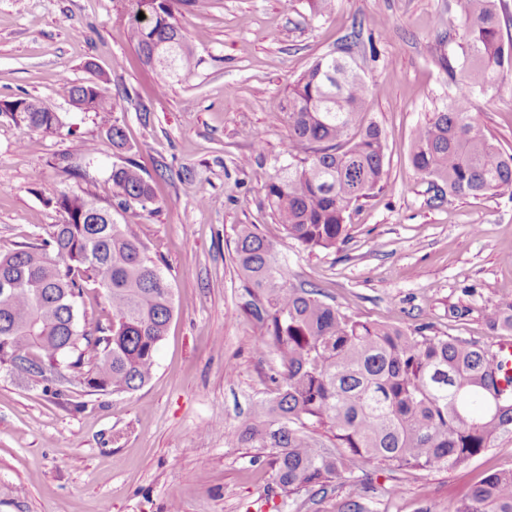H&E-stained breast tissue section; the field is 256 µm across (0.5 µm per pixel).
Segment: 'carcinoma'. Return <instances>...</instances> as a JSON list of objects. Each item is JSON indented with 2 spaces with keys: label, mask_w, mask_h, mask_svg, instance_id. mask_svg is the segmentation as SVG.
<instances>
[{
  "label": "carcinoma",
  "mask_w": 512,
  "mask_h": 512,
  "mask_svg": "<svg viewBox=\"0 0 512 512\" xmlns=\"http://www.w3.org/2000/svg\"><path fill=\"white\" fill-rule=\"evenodd\" d=\"M127 32L143 62L167 83L190 71L195 54L177 14L198 0H129ZM463 22L466 87L418 129L413 168L456 196H512V155H504L473 115L472 92L512 68V41L500 33L497 0H455ZM144 19H139V14ZM370 88L351 60L329 53L300 77L288 111V155L310 149L264 183L274 223L303 248L329 250L346 237L347 209L386 185L385 143L374 123L356 128ZM59 95L87 112H116L98 83L65 81ZM33 129L60 128L57 113L29 97L0 101ZM112 206L62 191L65 214L47 237L0 255V369L61 383L80 376L97 391L131 393L153 376L156 353L174 312V289L131 225L155 194L133 161L112 164ZM236 263L248 283L247 312L265 328L282 371L272 397L257 403L242 434L275 450L278 489L326 490L370 464L393 470L455 467L512 432V395L500 388L497 353L427 327L364 321L322 301L315 288L286 278L278 242L254 224L237 230ZM104 294L112 322L80 325L88 284ZM494 331H512V302L486 315ZM331 432L340 451L323 448L310 428ZM453 512H512V469L486 476Z\"/></svg>",
  "instance_id": "obj_1"
}]
</instances>
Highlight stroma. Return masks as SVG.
Masks as SVG:
<instances>
[{"mask_svg":"<svg viewBox=\"0 0 512 512\" xmlns=\"http://www.w3.org/2000/svg\"><path fill=\"white\" fill-rule=\"evenodd\" d=\"M453 0H202L179 21L199 65L160 86L126 33L129 0H0V101L40 100L62 126L46 134L0 114V254L62 223L69 191L112 202L106 136L121 124L156 203L133 230L174 288L175 311L151 380L132 393L82 380L22 381L0 370V512H452L488 474L512 469V433L455 468L367 466L327 492L286 496L272 448L240 439L280 369L246 311L235 228L279 240L288 280L321 289L363 320L459 337L497 350L486 314L512 302V198L439 195L411 164L417 130L460 89L462 21ZM346 52L372 93L360 125L385 140L388 185L346 213L347 237L310 252L281 237L263 184L288 164L289 87L323 54ZM101 79L116 112H85L60 76ZM474 116L512 154V69L474 100ZM97 144L84 179L56 163ZM83 403L74 411L73 403ZM397 495H390V488Z\"/></svg>","mask_w":512,"mask_h":512,"instance_id":"obj_1","label":"stroma"}]
</instances>
